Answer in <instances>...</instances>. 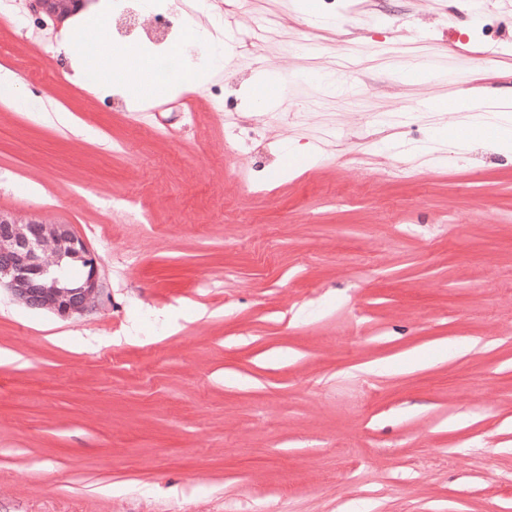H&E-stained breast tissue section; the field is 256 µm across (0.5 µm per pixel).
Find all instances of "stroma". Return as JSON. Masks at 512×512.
Segmentation results:
<instances>
[{
    "mask_svg": "<svg viewBox=\"0 0 512 512\" xmlns=\"http://www.w3.org/2000/svg\"><path fill=\"white\" fill-rule=\"evenodd\" d=\"M6 3L0 211L102 294L0 288V512H512V157L456 110L512 101V0H123L226 50L154 110L59 46L110 0ZM85 2L84 0H41L42 12L50 17L63 19L76 11ZM73 256L85 263L86 272L79 284L70 288L61 284L58 268L65 257ZM2 285L26 306L62 318L88 311L101 289L96 258L68 225L20 222L0 212Z\"/></svg>",
    "mask_w": 512,
    "mask_h": 512,
    "instance_id": "stroma-1",
    "label": "stroma"
}]
</instances>
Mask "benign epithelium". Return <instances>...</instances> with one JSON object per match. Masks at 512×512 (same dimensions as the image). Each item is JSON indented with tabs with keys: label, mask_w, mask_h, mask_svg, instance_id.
I'll return each mask as SVG.
<instances>
[{
	"label": "benign epithelium",
	"mask_w": 512,
	"mask_h": 512,
	"mask_svg": "<svg viewBox=\"0 0 512 512\" xmlns=\"http://www.w3.org/2000/svg\"><path fill=\"white\" fill-rule=\"evenodd\" d=\"M84 0H40L42 12L63 19ZM85 263V276L73 288L61 284L56 269L66 257ZM23 304L62 318L89 310L100 294L99 266L85 241L66 224L20 222L0 213V286Z\"/></svg>",
	"instance_id": "1"
}]
</instances>
